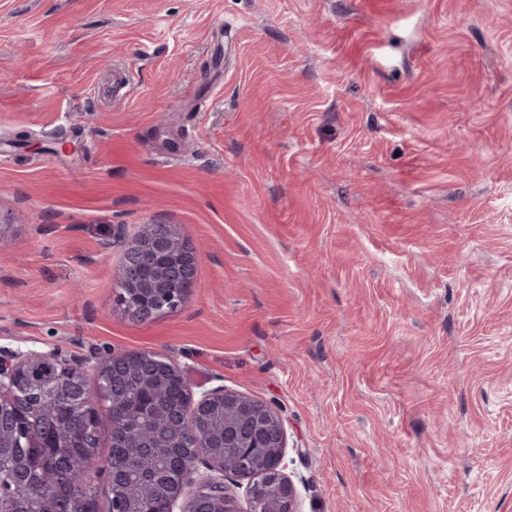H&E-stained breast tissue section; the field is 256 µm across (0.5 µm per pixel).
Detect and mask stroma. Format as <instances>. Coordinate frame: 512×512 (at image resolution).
<instances>
[{
  "instance_id": "35a3bbf8",
  "label": "stroma",
  "mask_w": 512,
  "mask_h": 512,
  "mask_svg": "<svg viewBox=\"0 0 512 512\" xmlns=\"http://www.w3.org/2000/svg\"><path fill=\"white\" fill-rule=\"evenodd\" d=\"M0 235L1 350L271 404L303 512H512V0H0ZM142 226L120 266L117 304L131 316L149 318L184 302L196 285L198 256L174 225Z\"/></svg>"
}]
</instances>
